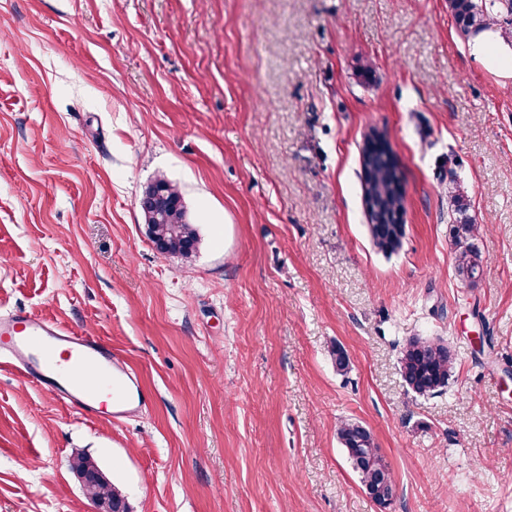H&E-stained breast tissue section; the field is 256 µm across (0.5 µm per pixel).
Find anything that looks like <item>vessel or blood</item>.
<instances>
[{"mask_svg": "<svg viewBox=\"0 0 512 512\" xmlns=\"http://www.w3.org/2000/svg\"><path fill=\"white\" fill-rule=\"evenodd\" d=\"M0 355L29 381L86 416L105 412L124 419L145 404L134 373L117 362L107 345L32 312L0 315ZM88 366L96 369L89 381L80 375Z\"/></svg>", "mask_w": 512, "mask_h": 512, "instance_id": "obj_1", "label": "vessel or blood"}]
</instances>
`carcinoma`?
Instances as JSON below:
<instances>
[{
	"label": "carcinoma",
	"mask_w": 512,
	"mask_h": 512,
	"mask_svg": "<svg viewBox=\"0 0 512 512\" xmlns=\"http://www.w3.org/2000/svg\"><path fill=\"white\" fill-rule=\"evenodd\" d=\"M497 0H448V11L457 29L465 35H477L491 28ZM370 175L366 179L368 195L383 216L401 202L398 192L396 159L385 149L372 147ZM143 193L152 196L153 222L147 225L151 242L164 253L179 254L189 258L196 250L198 234L190 221L186 208L179 206L182 196L179 187L159 175L150 182ZM448 202L452 209V246L455 274L463 281L472 282L483 268V258L476 247L477 226L462 203L460 189L448 188ZM370 234L375 247L383 253L395 251L404 235L402 224H372ZM455 369V362L448 346L440 339L414 336L408 339L400 351L399 370L407 390L417 396L441 393ZM337 437L352 463L362 488L374 493L372 499L382 508L393 500L394 492L381 488L382 477L394 481L389 464L380 453L371 431L362 424L342 421ZM72 471L82 483L83 493L98 512H129L121 493L101 469L98 462L86 454L73 458Z\"/></svg>",
	"instance_id": "obj_1"
}]
</instances>
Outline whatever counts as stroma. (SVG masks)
I'll use <instances>...</instances> for the list:
<instances>
[{
    "mask_svg": "<svg viewBox=\"0 0 512 512\" xmlns=\"http://www.w3.org/2000/svg\"><path fill=\"white\" fill-rule=\"evenodd\" d=\"M403 178L399 249L371 242L370 130ZM162 175L199 233L158 251ZM482 230L452 264L448 184ZM99 338L138 415L89 419L0 362V512H512V14L463 36L448 0H0V311ZM439 338L442 394L399 352ZM349 358L339 374L331 356ZM367 427L379 508L336 437ZM398 362L406 389L423 397L441 393L455 369L448 346L440 339L422 336L405 342ZM72 471L82 483L83 493L97 512H129L121 493L101 469L98 462L86 454H77L71 464Z\"/></svg>",
    "mask_w": 512,
    "mask_h": 512,
    "instance_id": "1",
    "label": "stroma"
}]
</instances>
